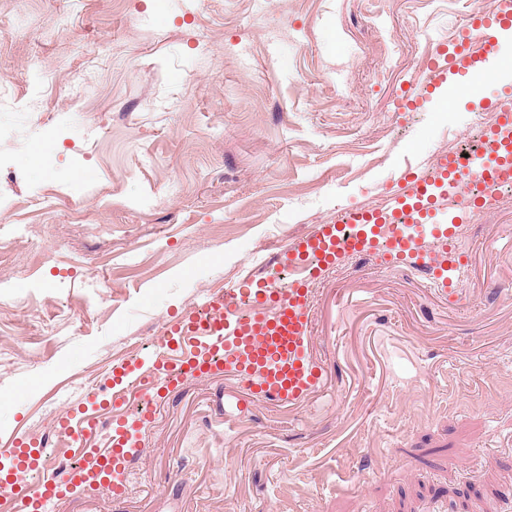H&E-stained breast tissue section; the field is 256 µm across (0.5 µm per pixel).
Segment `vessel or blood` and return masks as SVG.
<instances>
[{
    "label": "vessel or blood",
    "instance_id": "1",
    "mask_svg": "<svg viewBox=\"0 0 512 512\" xmlns=\"http://www.w3.org/2000/svg\"><path fill=\"white\" fill-rule=\"evenodd\" d=\"M510 28L512 0H501L495 14H471L461 25L457 46L446 54L444 64H432L426 82L411 87V101L425 99L430 89L455 75L475 85L486 75L484 63L497 61L501 34ZM474 179L492 186L512 184L511 106L496 107L493 123L468 155L446 153L434 167H409L403 187L386 196L380 208L347 211L345 222L357 225L358 234L343 236L340 224L332 220L294 238L280 259L295 274L287 286L257 280L226 288L223 295L210 299L203 311L189 314L171 327L173 347L156 356L134 384L126 382L127 367L113 365L115 389L108 405L118 416L109 429H102L95 411L83 410L59 422L70 447L79 455L75 469L62 472L50 467L41 444L21 434L13 437L8 448L18 471L36 473L37 478L17 486L0 473V487L11 490L19 512H45L60 494L112 478L125 468L130 455L132 427L121 417V410L133 394L157 397L160 389L178 387L189 375L232 374L246 381L260 401L289 404L306 395L320 380L311 355L309 281L334 266L340 254L382 253L396 261H412L431 271L435 280L448 283L437 249L447 246L456 227L438 223L436 217L451 210L468 215L478 199L462 187ZM98 438L102 446L90 447V440Z\"/></svg>",
    "mask_w": 512,
    "mask_h": 512
}]
</instances>
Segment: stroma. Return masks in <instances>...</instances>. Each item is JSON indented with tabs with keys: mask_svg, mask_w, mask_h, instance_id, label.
Listing matches in <instances>:
<instances>
[{
	"mask_svg": "<svg viewBox=\"0 0 512 512\" xmlns=\"http://www.w3.org/2000/svg\"><path fill=\"white\" fill-rule=\"evenodd\" d=\"M0 0V440L48 453L88 375L293 237L380 205L507 99L400 104L467 0ZM137 15L130 29L126 14ZM457 293L379 255L310 284L321 382L246 404L229 375L155 399L124 492L51 512H512V202L460 223Z\"/></svg>",
	"mask_w": 512,
	"mask_h": 512,
	"instance_id": "obj_1",
	"label": "stroma"
}]
</instances>
